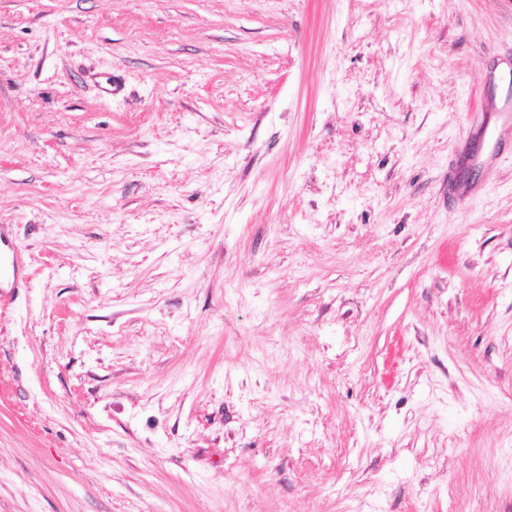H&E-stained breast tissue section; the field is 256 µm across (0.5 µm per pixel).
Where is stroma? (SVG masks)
<instances>
[{
    "label": "stroma",
    "mask_w": 512,
    "mask_h": 512,
    "mask_svg": "<svg viewBox=\"0 0 512 512\" xmlns=\"http://www.w3.org/2000/svg\"><path fill=\"white\" fill-rule=\"evenodd\" d=\"M491 76L512 0H0V512H512ZM10 224H0V301L2 302L16 288L20 279L28 277L22 251L10 237ZM5 288H10L9 292Z\"/></svg>",
    "instance_id": "1"
}]
</instances>
